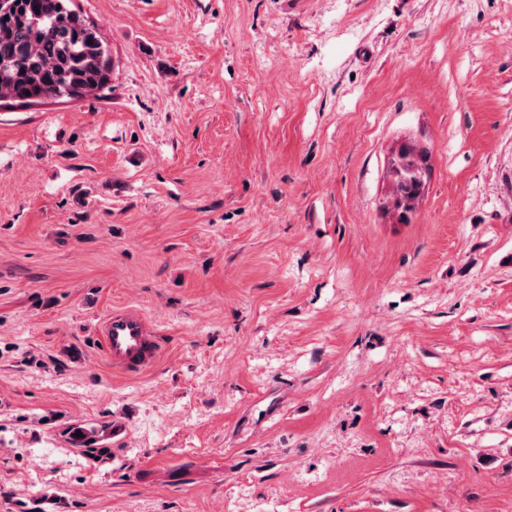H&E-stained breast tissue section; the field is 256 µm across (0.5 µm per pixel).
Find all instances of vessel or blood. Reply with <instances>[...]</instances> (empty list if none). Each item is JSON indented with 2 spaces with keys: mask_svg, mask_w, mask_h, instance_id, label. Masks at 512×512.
I'll return each mask as SVG.
<instances>
[{
  "mask_svg": "<svg viewBox=\"0 0 512 512\" xmlns=\"http://www.w3.org/2000/svg\"><path fill=\"white\" fill-rule=\"evenodd\" d=\"M99 341L113 368L125 374L145 373L162 354L158 337L152 335L145 317L134 308L104 316Z\"/></svg>",
  "mask_w": 512,
  "mask_h": 512,
  "instance_id": "1",
  "label": "vessel or blood"
}]
</instances>
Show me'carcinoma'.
I'll list each match as a JSON object with an SVG mask.
<instances>
[{
    "instance_id": "obj_1",
    "label": "carcinoma",
    "mask_w": 512,
    "mask_h": 512,
    "mask_svg": "<svg viewBox=\"0 0 512 512\" xmlns=\"http://www.w3.org/2000/svg\"><path fill=\"white\" fill-rule=\"evenodd\" d=\"M112 56L75 0H0V101L19 106L46 98L75 100L92 90L111 89ZM424 154L405 149L396 181L402 202L424 185ZM82 455L110 449L96 431L73 437Z\"/></svg>"
}]
</instances>
